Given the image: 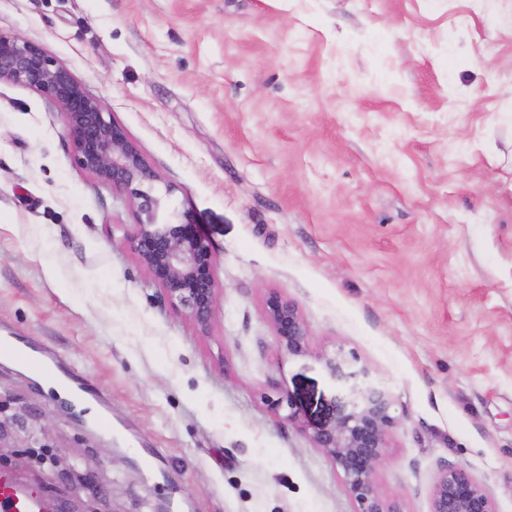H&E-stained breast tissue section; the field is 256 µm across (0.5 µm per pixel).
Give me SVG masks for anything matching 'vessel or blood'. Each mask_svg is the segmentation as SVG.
Segmentation results:
<instances>
[{
  "label": "vessel or blood",
  "instance_id": "1",
  "mask_svg": "<svg viewBox=\"0 0 512 512\" xmlns=\"http://www.w3.org/2000/svg\"><path fill=\"white\" fill-rule=\"evenodd\" d=\"M0 359L57 379L73 401L86 398L84 387L51 351L23 337L0 336ZM56 508L57 500L50 492L24 482L14 469L0 467V512H55Z\"/></svg>",
  "mask_w": 512,
  "mask_h": 512
}]
</instances>
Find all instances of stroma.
<instances>
[{
    "mask_svg": "<svg viewBox=\"0 0 512 512\" xmlns=\"http://www.w3.org/2000/svg\"><path fill=\"white\" fill-rule=\"evenodd\" d=\"M0 31L106 102L218 289L204 328L164 301L127 195L76 167L57 104L1 81L0 336L112 417L0 363L1 464L66 512H354L313 442L341 349L393 400L387 499L430 512L453 464L512 512V0H0ZM272 292L309 355L280 349ZM265 312L284 353L290 356L310 353L308 327L294 302L277 292L269 293ZM0 359L21 365L24 369L57 379L71 399L81 402L87 391L69 370L47 348H37L21 336H0Z\"/></svg>",
    "mask_w": 512,
    "mask_h": 512,
    "instance_id": "35a3bbf8",
    "label": "stroma"
}]
</instances>
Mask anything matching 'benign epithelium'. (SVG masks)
Here are the masks:
<instances>
[{"label":"benign epithelium","mask_w":512,"mask_h":512,"mask_svg":"<svg viewBox=\"0 0 512 512\" xmlns=\"http://www.w3.org/2000/svg\"><path fill=\"white\" fill-rule=\"evenodd\" d=\"M32 89L56 102L65 118L75 165L100 184L122 191L136 214L127 243L161 287L163 298L208 326L218 302L214 255L195 230L191 211H172L159 220L164 199L154 193L157 176L104 100L89 96L71 72L40 45L0 32V81ZM266 316L281 350L290 356L310 353L309 331L298 307L277 292L266 299ZM343 398L313 436L342 473L356 503L354 512H403L384 498L376 484L397 421L390 394L374 381L370 368L354 354L338 350L321 355ZM430 512H498L487 488L463 465L443 467L430 491Z\"/></svg>","instance_id":"1"}]
</instances>
